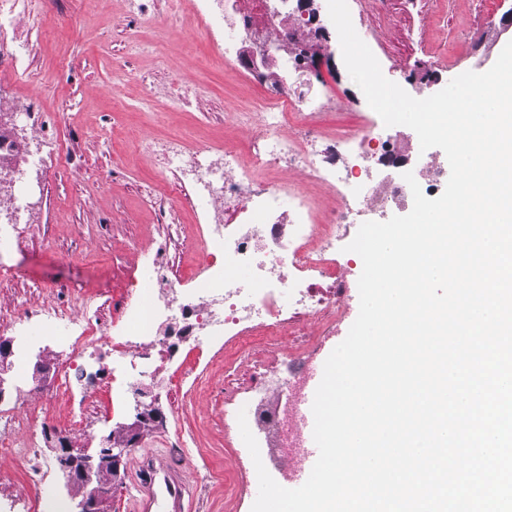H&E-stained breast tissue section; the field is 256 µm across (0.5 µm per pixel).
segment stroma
<instances>
[{
  "instance_id": "35a3bbf8",
  "label": "stroma",
  "mask_w": 512,
  "mask_h": 512,
  "mask_svg": "<svg viewBox=\"0 0 512 512\" xmlns=\"http://www.w3.org/2000/svg\"><path fill=\"white\" fill-rule=\"evenodd\" d=\"M142 2L135 14L128 0H19L11 24L0 28V105L31 115L9 128L23 179L0 184V221L15 216L23 227L4 257L17 271L0 274L2 337L26 309L117 316L113 292L145 257L184 274L198 263L197 227L207 218L162 192L173 176L152 147L178 140L190 163L246 140V116L263 89L225 63L222 32L206 26L193 0ZM456 2V12L425 34L403 0H386L379 12L358 0L351 19L384 76L416 97L464 72L487 71L512 41V28L486 24L472 0ZM457 36L474 41L475 54L427 79L426 54ZM19 44L28 50L22 69L13 62ZM330 46L322 66L338 78L336 114L326 122L332 132L362 91L338 36ZM199 372L192 391H173L164 402L167 425L183 435L192 461L182 470L190 489L184 512H251V455L241 436L224 429L223 351L212 348ZM156 456H174L165 437L140 438L110 512H131L134 485Z\"/></svg>"
}]
</instances>
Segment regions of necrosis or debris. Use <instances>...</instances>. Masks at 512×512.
<instances>
[{
  "instance_id": "necrosis-or-debris-1",
  "label": "necrosis or debris",
  "mask_w": 512,
  "mask_h": 512,
  "mask_svg": "<svg viewBox=\"0 0 512 512\" xmlns=\"http://www.w3.org/2000/svg\"><path fill=\"white\" fill-rule=\"evenodd\" d=\"M210 14L231 15L233 28L247 30L258 43L285 48L287 76L260 73L266 96L258 105V123L242 146L228 145L222 163L189 165L172 140L160 142L167 164L176 165L182 204L198 212L219 205L224 216L203 225L202 256L194 273L199 287L171 274L155 260L141 264L139 276L119 290L122 315L113 323L81 315L58 324L56 309L26 312L19 335L40 331L53 339L56 391L69 396L85 423L89 399L103 383L112 391L152 395L197 379L195 367L179 364L163 373L157 355L171 340L195 331L193 349L215 345L250 355L255 375L239 385L227 371L224 399L246 396L251 431L299 450L302 431L296 406L304 398L305 345L310 323L331 335L352 297L350 272L356 258L343 250L350 229L366 221H383L413 201L403 178L413 172L423 194L448 181V163L428 154H411L374 112H359L364 133L327 132L326 113L335 111L333 74H321L299 47L309 20L299 0H253L243 12L238 0H209ZM291 171V179L281 171ZM149 288V303L139 299ZM285 352V368L271 366L269 350ZM28 392L18 389L14 403L0 401V438L10 442L9 461L29 474L26 497L34 512L50 482L46 432L34 419H21Z\"/></svg>"
}]
</instances>
